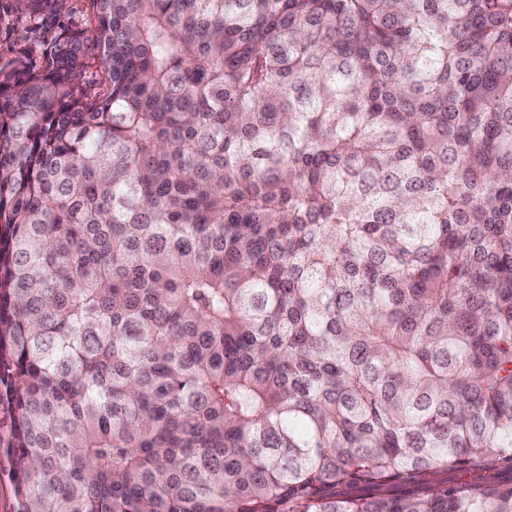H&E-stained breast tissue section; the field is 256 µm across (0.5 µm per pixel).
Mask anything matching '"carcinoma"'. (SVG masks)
Segmentation results:
<instances>
[{"label":"carcinoma","mask_w":512,"mask_h":512,"mask_svg":"<svg viewBox=\"0 0 512 512\" xmlns=\"http://www.w3.org/2000/svg\"><path fill=\"white\" fill-rule=\"evenodd\" d=\"M87 2L0 58L18 512H512V0ZM65 13L58 17L44 20L38 27L36 33L29 32L27 43L35 53H41L55 33L63 26L87 34L90 26V16L86 0H69ZM510 471L503 470L497 467H489L480 470L471 471H453L447 474H440L438 478H445L448 476V481H462V482H483L491 479L510 478Z\"/></svg>","instance_id":"1"}]
</instances>
